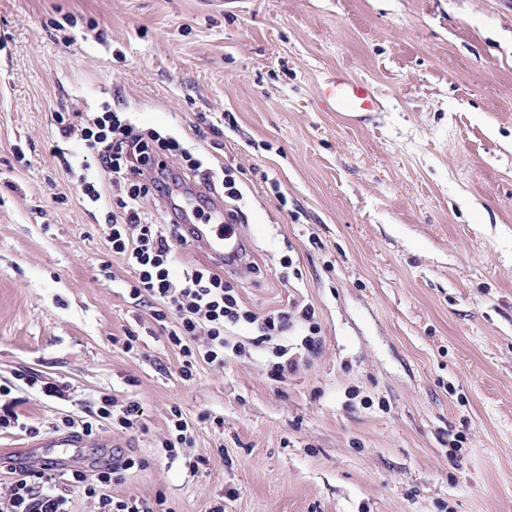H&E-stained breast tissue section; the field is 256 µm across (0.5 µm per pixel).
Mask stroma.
I'll use <instances>...</instances> for the list:
<instances>
[{"mask_svg": "<svg viewBox=\"0 0 512 512\" xmlns=\"http://www.w3.org/2000/svg\"><path fill=\"white\" fill-rule=\"evenodd\" d=\"M340 67L380 111L321 109ZM107 105L241 169L258 269L227 280L257 313L295 301L321 326L287 381L260 353L181 379L164 323L124 290L107 207L47 150L54 113ZM227 113L218 141L197 137ZM129 330L138 352L117 343ZM20 370L62 394L15 382L38 431L0 432V456L34 455L102 394L142 404L144 431L107 424L83 450L95 469L145 459L116 496L512 512V0H0V384ZM175 405L193 477L158 447Z\"/></svg>", "mask_w": 512, "mask_h": 512, "instance_id": "35a3bbf8", "label": "stroma"}]
</instances>
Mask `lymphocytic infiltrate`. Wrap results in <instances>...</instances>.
Masks as SVG:
<instances>
[{
	"instance_id": "lymphocytic-infiltrate-1",
	"label": "lymphocytic infiltrate",
	"mask_w": 512,
	"mask_h": 512,
	"mask_svg": "<svg viewBox=\"0 0 512 512\" xmlns=\"http://www.w3.org/2000/svg\"><path fill=\"white\" fill-rule=\"evenodd\" d=\"M55 123L60 142L53 145L51 154L60 166L71 169L72 158L81 150L85 153L84 169L97 174L96 180L82 181V195L94 203L104 198L98 181L102 174L111 176L118 187L109 198L111 222L103 229L105 241L109 251L118 255L131 273L125 283L129 298L139 304L152 303L156 320H171L168 341L178 348L182 358V380H192L199 363L220 368L226 352L237 354L252 346L271 348L269 377L285 382L298 365L284 343L293 328L301 333L300 348L306 356L319 353L321 328L313 307L278 309L261 316L246 306L233 283L211 268L192 265L175 273L186 231L176 221L147 217L142 201L152 193H170L175 174L168 162L173 158L178 159L185 175L204 184L211 182L210 169L190 150L176 138L139 127L124 112L109 110L85 121L59 112ZM143 415L138 401L105 394L96 405L85 408L81 417L62 415L53 427L58 431L76 428L91 437L113 421L133 434L143 429ZM190 433L182 411L171 408L168 433L161 447L169 459L182 460L187 472L194 475L200 462L184 454L185 446L191 443ZM143 465L140 456L121 454L95 477L73 470L67 473L64 483L83 489L85 496L94 501L97 512H172L161 494L151 498L109 494V487L124 472ZM68 504L67 495L47 481L41 471L19 473L0 490V512H70Z\"/></svg>"
}]
</instances>
